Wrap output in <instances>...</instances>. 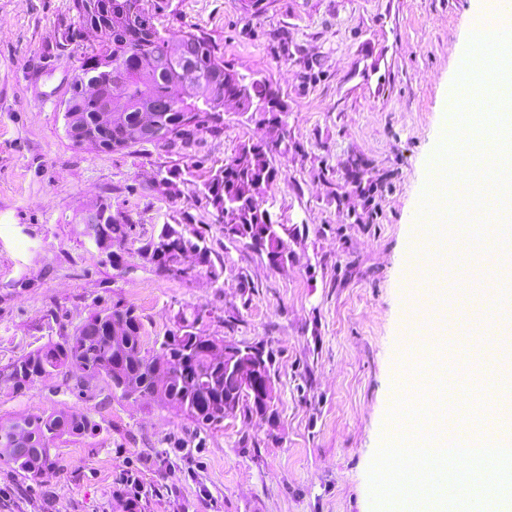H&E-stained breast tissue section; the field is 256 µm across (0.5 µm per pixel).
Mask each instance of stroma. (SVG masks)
I'll return each instance as SVG.
<instances>
[{
    "instance_id": "1",
    "label": "stroma",
    "mask_w": 512,
    "mask_h": 512,
    "mask_svg": "<svg viewBox=\"0 0 512 512\" xmlns=\"http://www.w3.org/2000/svg\"><path fill=\"white\" fill-rule=\"evenodd\" d=\"M475 0H172L160 29H201L227 67L276 88L288 105V150L261 198L274 222L298 228L285 268L231 240L195 184L177 202L154 191L158 171L207 177L238 147L267 137L258 114L229 105L221 136L186 150L126 154L79 146L59 107L78 56L44 57L68 0H0V367L73 334L89 312L122 300L158 353L177 312L205 311L203 335L272 356L275 418L237 412L204 433L149 398L105 396L76 373L23 390L0 382V422L74 407L95 435L64 437L42 475L0 461V512H128L118 479L142 474V512H373L368 471L403 387L433 383L431 356L408 360L396 339L405 265L419 230L427 161L441 135L455 60L469 44ZM115 191L141 237L189 211L205 231L220 280L204 269L156 272L130 244L122 266L91 248L82 215ZM58 322L48 321V310ZM459 339L495 329L488 307L449 296Z\"/></svg>"
}]
</instances>
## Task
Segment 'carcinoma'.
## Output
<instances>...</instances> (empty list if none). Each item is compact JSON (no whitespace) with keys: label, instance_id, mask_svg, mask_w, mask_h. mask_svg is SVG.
Wrapping results in <instances>:
<instances>
[{"label":"carcinoma","instance_id":"1","mask_svg":"<svg viewBox=\"0 0 512 512\" xmlns=\"http://www.w3.org/2000/svg\"><path fill=\"white\" fill-rule=\"evenodd\" d=\"M172 0H69V13L74 22L70 37L55 42V49L67 46L81 52L82 64L92 58L89 46L83 43L86 31L95 33L96 40L112 48V60L119 63L113 76L87 69L93 81L100 84L102 101L112 111L122 113L123 119L105 129L96 127L92 105L77 87L70 88V111L79 112L93 134L89 143L97 152L123 154L145 144L161 145L169 150L193 146L198 137L194 125H204V132L218 135L224 130V112L212 111L203 97L192 95L169 109H159L156 103L173 94L176 85L201 84L215 71L224 82V96L236 99L243 112H256L272 136L257 142L242 144L237 153L224 165L209 173L198 195L216 213L215 221L226 232L247 242L259 255L266 256L275 268L286 266L283 258L288 237L294 230L286 224H276L269 212L258 202L259 194L273 184L278 171L270 157L281 149L279 130L275 121L286 107L278 93L259 79L245 80L224 66V56L218 44L203 31L183 32L177 36L157 27L142 28L131 17L145 8L162 17ZM189 39L196 45V67L189 72L177 69L158 70L146 66V60L163 54L169 41ZM122 81L115 88L114 80ZM189 169L170 168L156 180L157 190L172 201L181 197L175 181L190 182ZM95 207L107 213L101 232L109 243L119 247L120 254L112 265L122 264V252L135 241L137 224L121 206L104 198ZM141 255L156 271L171 277H184L180 269L183 257L200 256V267L206 269L213 281L224 275L211 258L204 232L196 227L187 229L181 224H164L140 247ZM88 323L79 326L73 335L62 336L34 351L14 359L0 368V380L12 383L20 391L33 378L46 377L72 368L81 372L74 388L80 390L93 379H102L109 392L127 397L138 394L150 396L187 416L201 431L224 424V399L240 395L238 380L224 372V359L209 352L214 339L203 336L197 325L203 314L195 311L178 316L177 330L170 331L160 344L162 357L148 360L142 353L143 323L136 310L117 300L108 307L91 311ZM119 326L124 341L112 342L110 327ZM95 424L76 408L60 410L44 417L30 419L20 416L0 424V434L20 428L28 434L30 453L12 457L7 462L20 472L34 476L54 467L51 450L65 435L84 437L92 434Z\"/></svg>","mask_w":512,"mask_h":512}]
</instances>
